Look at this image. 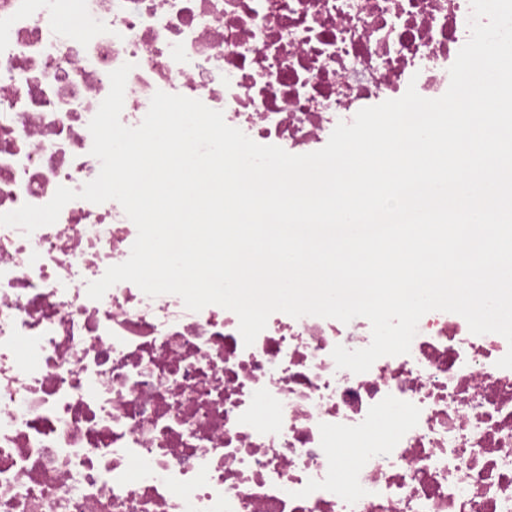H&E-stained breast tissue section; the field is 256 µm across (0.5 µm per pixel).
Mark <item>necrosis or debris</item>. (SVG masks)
<instances>
[{
  "label": "necrosis or debris",
  "mask_w": 512,
  "mask_h": 512,
  "mask_svg": "<svg viewBox=\"0 0 512 512\" xmlns=\"http://www.w3.org/2000/svg\"><path fill=\"white\" fill-rule=\"evenodd\" d=\"M0 0V213L82 190L88 124L131 64L120 121L156 91L200 100L261 145L323 148L415 86L441 97L470 0ZM117 201L0 227V512H512V346L455 313L408 354L337 368L370 322L193 312L130 282Z\"/></svg>",
  "instance_id": "necrosis-or-debris-1"
}]
</instances>
